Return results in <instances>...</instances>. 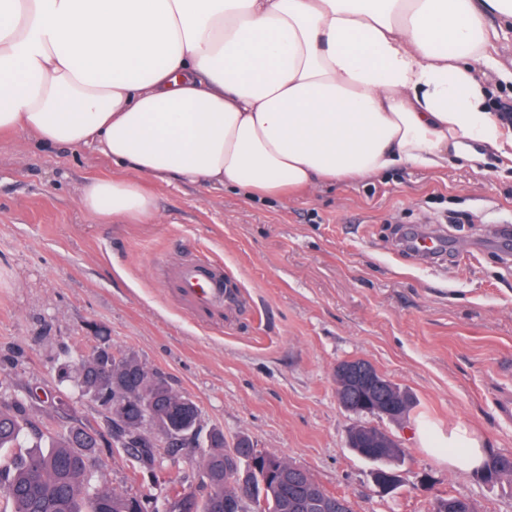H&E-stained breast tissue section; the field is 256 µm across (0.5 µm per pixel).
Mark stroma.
<instances>
[{"instance_id": "35a3bbf8", "label": "stroma", "mask_w": 512, "mask_h": 512, "mask_svg": "<svg viewBox=\"0 0 512 512\" xmlns=\"http://www.w3.org/2000/svg\"><path fill=\"white\" fill-rule=\"evenodd\" d=\"M117 171L89 145L0 136V405L23 402L42 431L108 435L75 372L105 335L192 398L203 430L249 436L354 512H428L457 493L477 512H512V490L450 471L415 435L464 423L489 454H512V261L489 234L512 225L511 168L400 166L262 201L171 177L149 184L156 220L96 223L84 185ZM397 224L444 229L447 256L423 264L397 250ZM203 258L232 292L223 308L196 309L177 291V269ZM352 358L413 396L408 416L341 408L336 365ZM358 425L405 450L390 494L347 444ZM205 453L182 449L135 482L138 461L115 446L100 455L103 482L159 498L176 482L201 496Z\"/></svg>"}]
</instances>
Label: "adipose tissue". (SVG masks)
Returning <instances> with one entry per match:
<instances>
[{"label":"adipose tissue","instance_id":"1","mask_svg":"<svg viewBox=\"0 0 512 512\" xmlns=\"http://www.w3.org/2000/svg\"><path fill=\"white\" fill-rule=\"evenodd\" d=\"M512 0H0V133L91 145L117 174L89 181L101 224L155 214L148 180L304 194L400 165L512 163L487 74ZM454 472L484 441L434 435Z\"/></svg>","mask_w":512,"mask_h":512}]
</instances>
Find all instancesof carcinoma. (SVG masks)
<instances>
[{"mask_svg": "<svg viewBox=\"0 0 512 512\" xmlns=\"http://www.w3.org/2000/svg\"><path fill=\"white\" fill-rule=\"evenodd\" d=\"M83 386L100 392L103 383L112 388L113 438L131 440L132 454L149 467L157 461V449L146 436L145 426H155L165 433L188 432L195 428L198 418L196 403L187 396L173 392L164 380L154 379L133 356L112 355V378L102 381L94 364V356L83 360L78 368ZM370 401L373 415L399 418L414 406L410 395L401 398L391 392L384 401L377 393L353 392L351 405L361 399ZM23 409L0 407V449L21 448L31 444V450L10 458H0V496L9 504V512H92L95 505L106 512H166L169 496L194 497L181 486H172L164 503L150 494H120L98 486L100 459L96 448L100 439L92 429L79 427L57 438L46 439L39 430L27 431L21 418ZM200 476L206 490L205 512H222L224 501L237 495L244 480L252 485L258 496L252 512H291L290 503L306 500L315 494L329 502L342 500V512H354L346 497H338L317 484L309 473L283 458L257 450L246 435L233 444L224 442V433H210ZM405 454L403 449L380 448L373 454L372 463L383 471L392 470L391 462ZM483 479L512 482V454L489 457ZM471 501L463 495L440 496L431 503L430 512H470Z\"/></svg>", "mask_w": 512, "mask_h": 512, "instance_id": "cac0c4a2", "label": "carcinoma"}]
</instances>
